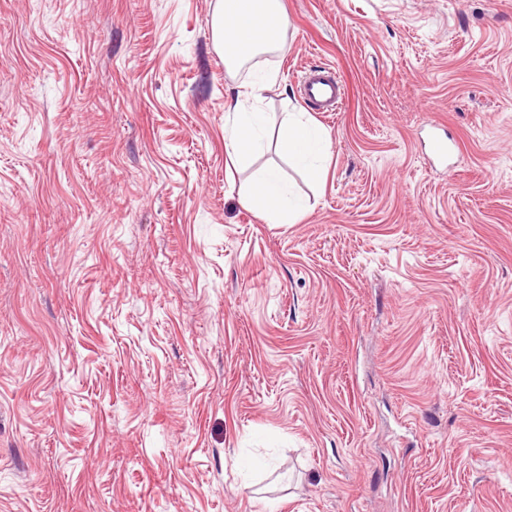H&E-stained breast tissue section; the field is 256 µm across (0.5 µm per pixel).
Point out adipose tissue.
I'll use <instances>...</instances> for the list:
<instances>
[{"label":"adipose tissue","mask_w":512,"mask_h":512,"mask_svg":"<svg viewBox=\"0 0 512 512\" xmlns=\"http://www.w3.org/2000/svg\"><path fill=\"white\" fill-rule=\"evenodd\" d=\"M211 26L215 48L223 56L227 69L231 70L240 68L249 59L277 50L280 38L288 28V16L281 0H217ZM275 80V73L268 72L244 82L225 105V146L235 161L247 160L259 147L265 122L262 113L247 111L245 105L261 100ZM281 126L284 130L280 145L282 152L309 166L311 177H318V170L311 168L309 162L312 157L327 151L328 135L290 114L282 117ZM243 202L251 210L279 224L288 223L296 210L279 173L272 168L256 176Z\"/></svg>","instance_id":"obj_1"}]
</instances>
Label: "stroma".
Returning <instances> with one entry per match:
<instances>
[{
    "label": "stroma",
    "instance_id": "obj_1",
    "mask_svg": "<svg viewBox=\"0 0 512 512\" xmlns=\"http://www.w3.org/2000/svg\"><path fill=\"white\" fill-rule=\"evenodd\" d=\"M215 3L0 0V512H512V0H283L233 73ZM344 88L330 68L313 67L305 72L301 97L314 112H334ZM276 74L267 72L238 86V91L225 105L224 139L228 154L238 163L251 157L259 147L265 117L263 112H247L248 101H259L275 83ZM292 113H285L281 118L280 126L284 130L281 141V151L293 157L298 163L307 166L309 175L316 179L319 171L311 166L310 159L323 154L329 146V137L307 124L297 120ZM243 203L266 219L276 221V224L288 223L296 210L279 173L273 168L265 169L256 176Z\"/></svg>",
    "mask_w": 512,
    "mask_h": 512
}]
</instances>
